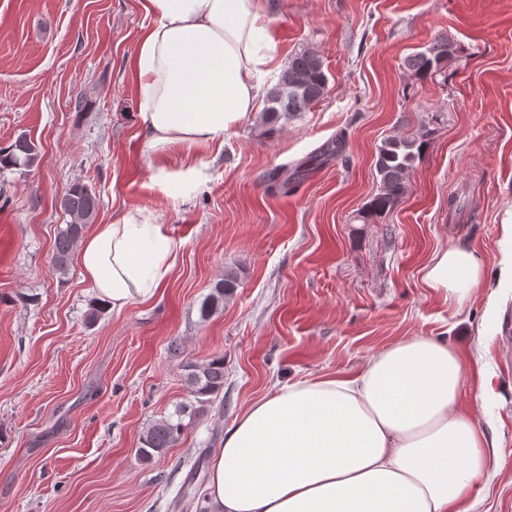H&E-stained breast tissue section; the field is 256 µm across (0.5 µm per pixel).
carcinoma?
Wrapping results in <instances>:
<instances>
[{"label":"carcinoma","instance_id":"cac0c4a2","mask_svg":"<svg viewBox=\"0 0 512 512\" xmlns=\"http://www.w3.org/2000/svg\"><path fill=\"white\" fill-rule=\"evenodd\" d=\"M456 52L454 43L440 39L425 50L407 57L405 65L419 76L437 75ZM327 84V75L316 53L302 51L296 54L267 94L266 116L273 121L282 115L308 110L324 96ZM422 148L423 144L415 139L390 138L384 142L376 160L381 190L370 203L371 211L382 213L396 204L405 192L409 171ZM39 160L37 146L25 135L0 150V166L6 169L27 170L36 166ZM60 207L70 217V221L56 236L51 263L53 270L63 274L68 269L70 254L84 228L95 218L98 199L87 185L75 183L62 196ZM236 286V276L231 272L225 273L224 279L215 285L211 295L202 303L201 316H207ZM185 371L187 388L194 396L211 395L224 388L222 356H216L205 364L188 363ZM188 409L190 405L182 403L173 415L155 422L147 429L141 449L145 457L161 454L179 441L184 430L183 417L188 414Z\"/></svg>","mask_w":512,"mask_h":512}]
</instances>
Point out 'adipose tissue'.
Returning <instances> with one entry per match:
<instances>
[{
  "instance_id": "adipose-tissue-1",
  "label": "adipose tissue",
  "mask_w": 512,
  "mask_h": 512,
  "mask_svg": "<svg viewBox=\"0 0 512 512\" xmlns=\"http://www.w3.org/2000/svg\"><path fill=\"white\" fill-rule=\"evenodd\" d=\"M150 23L130 62L141 149L223 143L256 112L274 40L261 0H141ZM175 242L141 209L92 226L76 260L101 306L150 298ZM484 277L473 251L450 245L427 287L464 300ZM463 365L447 342L414 337L349 376L289 382L228 430L207 485L212 512H472V486L497 456L460 409Z\"/></svg>"
}]
</instances>
